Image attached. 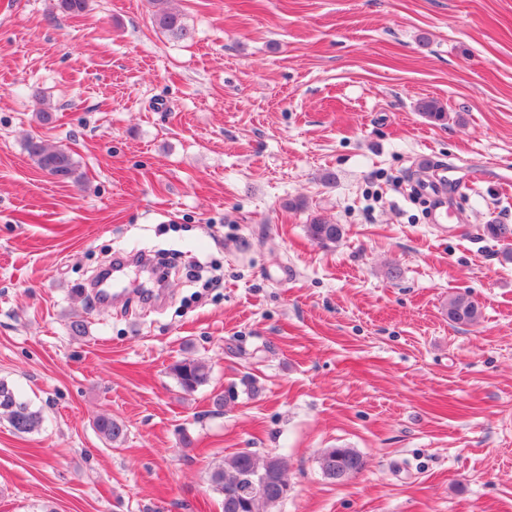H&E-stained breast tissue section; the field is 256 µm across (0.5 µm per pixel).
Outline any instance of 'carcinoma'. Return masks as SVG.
Instances as JSON below:
<instances>
[{
	"instance_id": "carcinoma-1",
	"label": "carcinoma",
	"mask_w": 512,
	"mask_h": 512,
	"mask_svg": "<svg viewBox=\"0 0 512 512\" xmlns=\"http://www.w3.org/2000/svg\"><path fill=\"white\" fill-rule=\"evenodd\" d=\"M166 0H152L154 10L152 20L156 28L178 38L188 35L179 15L163 7ZM418 110L433 122L445 118L442 107L435 101H423ZM28 152L37 167L58 179H69L77 170V162L70 151L41 140L30 141ZM309 236L326 246L338 242L343 236L339 224H331L323 219L314 218L307 225ZM479 316L478 305L466 295H456L448 300V319L456 324H468ZM173 374L186 392H193L209 379L206 364L189 360L175 364ZM0 419L9 424L12 431L25 436L37 432L43 422L42 412L33 407L16 387L4 378H0ZM101 436L111 444L124 441V424L110 418L101 417L96 422ZM323 475L336 481L361 471L365 466L364 457L352 448L336 447L324 450L319 458ZM287 462L280 455L259 457L248 449H243L224 459L210 473L212 488L219 494L236 487L242 491L237 498H223V512H258L259 506L267 508L277 506L288 495L285 479Z\"/></svg>"
}]
</instances>
